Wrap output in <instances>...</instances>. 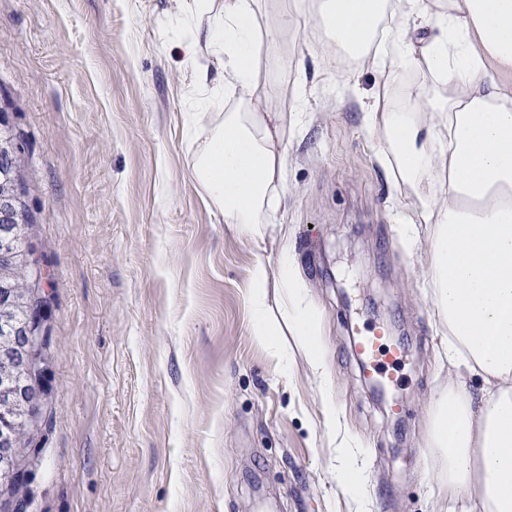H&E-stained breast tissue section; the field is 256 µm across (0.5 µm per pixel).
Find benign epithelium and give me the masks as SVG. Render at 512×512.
<instances>
[{
	"label": "benign epithelium",
	"instance_id": "obj_1",
	"mask_svg": "<svg viewBox=\"0 0 512 512\" xmlns=\"http://www.w3.org/2000/svg\"><path fill=\"white\" fill-rule=\"evenodd\" d=\"M17 171L15 142L0 139V488L7 489L20 477L16 448L23 428L38 410L39 366L32 354L37 336L28 322H15L17 308L29 303V286L21 287L12 272L24 264L16 242L25 218L14 193Z\"/></svg>",
	"mask_w": 512,
	"mask_h": 512
}]
</instances>
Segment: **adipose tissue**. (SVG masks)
Here are the masks:
<instances>
[{"label":"adipose tissue","mask_w":512,"mask_h":512,"mask_svg":"<svg viewBox=\"0 0 512 512\" xmlns=\"http://www.w3.org/2000/svg\"><path fill=\"white\" fill-rule=\"evenodd\" d=\"M398 20L378 29L390 0H294L284 26L313 23L325 38V70L339 51L382 73L424 63L434 93L410 92L399 110L385 90L372 94L365 123L377 138L393 184L426 232L422 272L437 331L455 381L430 404V445L439 453L445 512H512V0H400ZM259 0H194L182 46L188 60L207 53L215 72L196 77L210 127L194 174L225 224L242 240L279 246L277 268L257 263L249 302L255 335L277 344L283 329L266 312L267 287L280 288L286 330L308 346L318 386L327 373L315 345L318 317L288 242L276 223L282 193L287 116L263 110L276 86L254 62L272 40L258 25ZM244 107L221 111L225 92ZM483 381L473 399L467 377Z\"/></svg>","instance_id":"adipose-tissue-1"}]
</instances>
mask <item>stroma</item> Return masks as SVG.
Segmentation results:
<instances>
[{
    "label": "stroma",
    "mask_w": 512,
    "mask_h": 512,
    "mask_svg": "<svg viewBox=\"0 0 512 512\" xmlns=\"http://www.w3.org/2000/svg\"><path fill=\"white\" fill-rule=\"evenodd\" d=\"M267 102L288 115L283 192L316 344L366 495L336 485L338 454L298 337L270 348L248 295L258 249L193 175V66L178 0H0V108L24 144L25 247L42 273L49 364L0 512H435L430 401L448 362L421 273L423 234L377 155L360 100L432 89L422 64L379 74L319 64L310 26L283 29ZM306 83L308 105L291 90ZM399 338L406 360L373 394L353 330ZM288 356L280 369L277 351Z\"/></svg>",
    "instance_id": "35a3bbf8"
}]
</instances>
